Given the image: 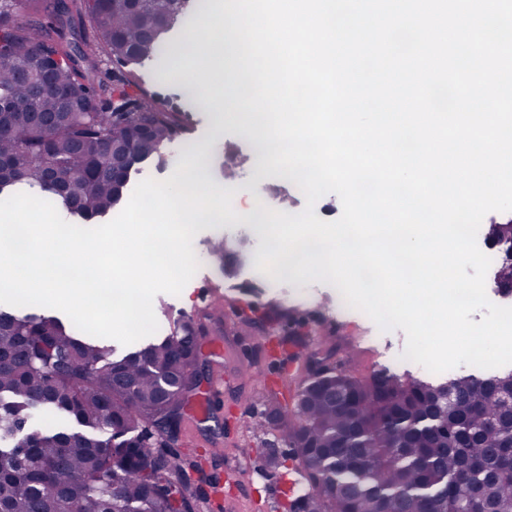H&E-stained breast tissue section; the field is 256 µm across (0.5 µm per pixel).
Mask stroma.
<instances>
[{"instance_id": "1", "label": "stroma", "mask_w": 512, "mask_h": 512, "mask_svg": "<svg viewBox=\"0 0 512 512\" xmlns=\"http://www.w3.org/2000/svg\"><path fill=\"white\" fill-rule=\"evenodd\" d=\"M202 49L201 42L188 38L185 31L173 32L160 58L136 67L138 84L180 108V78L173 64L196 58ZM184 124L187 136L177 137L171 145L174 165L182 162L184 144L193 142L204 150L213 188L236 191L246 200L263 197L267 207L287 213L304 209V194L291 179L267 168L249 135L219 104L185 113ZM216 238L226 243L220 264L206 255L209 242ZM243 239L252 259L241 265L236 250ZM264 245L261 225L207 218L193 239L199 269L180 294L161 293L153 301L160 332L191 324L206 358L201 398L209 418L201 420L195 408H188L173 446L177 453L193 448L200 453L198 470L187 473L194 492L193 512H290L291 499L279 485L301 480L302 467L275 427L260 430L256 424L267 415L270 399L290 403L296 384L309 374L308 356L325 345H338L334 362L360 378L385 371L440 383L482 373L481 368L463 364L434 374L403 359L404 331L380 330L363 312L343 308L334 286L311 282L297 288L286 266L275 278L258 272L254 257ZM274 307L288 311V318L261 323V314ZM218 375L224 378L219 392L211 384ZM219 478L224 481V499L217 506L212 486Z\"/></svg>"}]
</instances>
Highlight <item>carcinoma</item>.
I'll return each instance as SVG.
<instances>
[{
	"mask_svg": "<svg viewBox=\"0 0 512 512\" xmlns=\"http://www.w3.org/2000/svg\"><path fill=\"white\" fill-rule=\"evenodd\" d=\"M179 0H0V194L39 186L91 223L134 166L162 163L180 112L99 78L155 57ZM488 240L512 243V224ZM192 328L122 356L56 315L0 309V512H190L177 442L200 386ZM453 399L445 398V388ZM512 372L435 386L323 367L271 407L305 485L296 512H512Z\"/></svg>",
	"mask_w": 512,
	"mask_h": 512,
	"instance_id": "carcinoma-1",
	"label": "carcinoma"
}]
</instances>
